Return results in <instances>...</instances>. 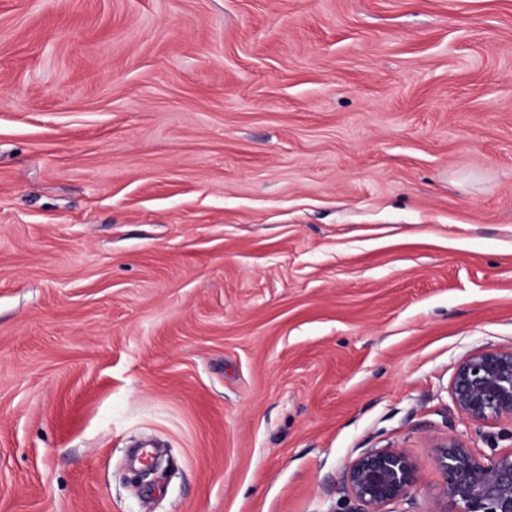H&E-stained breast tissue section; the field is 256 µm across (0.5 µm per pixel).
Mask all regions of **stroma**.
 Here are the masks:
<instances>
[{"label":"stroma","mask_w":512,"mask_h":512,"mask_svg":"<svg viewBox=\"0 0 512 512\" xmlns=\"http://www.w3.org/2000/svg\"><path fill=\"white\" fill-rule=\"evenodd\" d=\"M510 346L512 0H0V512H437ZM451 395L458 413L482 426L512 421V348H484L456 365ZM344 484L354 508L347 512H390L389 504L421 485L419 471L405 449L370 448L346 471Z\"/></svg>","instance_id":"obj_1"}]
</instances>
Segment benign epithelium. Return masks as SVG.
Masks as SVG:
<instances>
[{
	"instance_id": "benign-epithelium-1",
	"label": "benign epithelium",
	"mask_w": 512,
	"mask_h": 512,
	"mask_svg": "<svg viewBox=\"0 0 512 512\" xmlns=\"http://www.w3.org/2000/svg\"><path fill=\"white\" fill-rule=\"evenodd\" d=\"M451 395L458 413L492 426L512 420V348H484L456 365ZM441 475L439 512H512V449L489 455L450 435L437 446ZM353 501L349 512H387L385 507L420 487L419 471L403 448H370L346 471Z\"/></svg>"
}]
</instances>
